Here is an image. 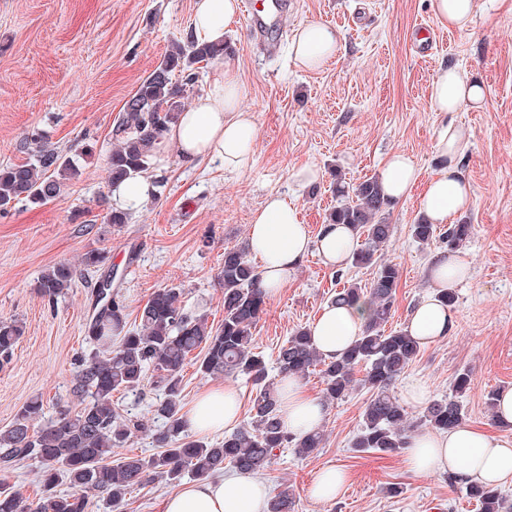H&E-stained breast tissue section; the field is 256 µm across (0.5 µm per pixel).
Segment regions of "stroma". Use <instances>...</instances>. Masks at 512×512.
Here are the masks:
<instances>
[{
	"label": "stroma",
	"mask_w": 512,
	"mask_h": 512,
	"mask_svg": "<svg viewBox=\"0 0 512 512\" xmlns=\"http://www.w3.org/2000/svg\"><path fill=\"white\" fill-rule=\"evenodd\" d=\"M192 3L0 0V167L27 161L21 143L36 132L58 151L76 156L81 170L48 204L19 203L0 214V321L23 327L10 362L0 366V429L34 396H42L47 420L61 407H80L71 394L74 362L92 350L84 326L98 275L77 276L67 294L51 302L36 290L47 267L63 261L77 266L88 251H104L117 270L113 285L125 300L129 324H136L155 290L175 286L188 310L220 325L224 250L245 243L252 215L269 194L293 201L311 234H318L336 204L337 180L352 185L375 176L396 151L407 153L423 176H430L437 168V135L451 122L472 134L460 170L472 186L473 201L459 217L474 227L459 252L471 274L456 290L453 329L421 349L393 393L416 419L427 402L448 396L457 372L469 370L465 422L497 432L488 394L512 386V0H477L472 26L442 31L426 58L415 41L420 25L435 22L429 0H285L288 31L270 29L277 42L273 49L253 40L246 20H238L228 43L248 87L243 105L257 118L252 164L230 172L217 160L188 166L168 156L150 170L161 184L158 197L134 209L127 224H108L113 200L106 159L118 118L171 46L186 43ZM311 22L338 29L341 48L324 69L303 72L290 57V43L293 31ZM450 65L484 84L481 109L435 111L430 85ZM86 143L92 144V155H81ZM304 166L318 172L317 182L306 188L294 180ZM418 217L412 196L387 212L394 233L383 257L400 275L392 330L404 327L426 295L425 269L444 249L438 242L413 241L410 226ZM374 273L371 266L336 271L310 253L288 286L269 298L253 330L269 374H276V355L288 336L310 326L337 289L368 284ZM198 359L191 354L183 369V404L230 382L241 391L240 421L250 422L252 382L240 375L203 376ZM412 382L424 386L423 402L407 400ZM157 396L149 384L136 393L114 394L119 412L145 425L115 457L156 455L151 434L163 425L151 413ZM368 397L358 385L344 400L329 403L325 439L313 454L279 450L259 474L269 496L289 492L295 512H478L463 482L439 473L413 474L401 452L385 456L352 448ZM329 464L342 466L349 483L334 503L319 504L309 488ZM394 487L400 495H391Z\"/></svg>",
	"instance_id": "35a3bbf8"
}]
</instances>
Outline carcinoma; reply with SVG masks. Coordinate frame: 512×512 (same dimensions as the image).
I'll use <instances>...</instances> for the list:
<instances>
[{
    "label": "carcinoma",
    "instance_id": "carcinoma-1",
    "mask_svg": "<svg viewBox=\"0 0 512 512\" xmlns=\"http://www.w3.org/2000/svg\"><path fill=\"white\" fill-rule=\"evenodd\" d=\"M226 50L225 45L193 40L179 43L141 81L124 106L115 129L117 145L106 159L111 186L135 179L150 168L154 146L185 108L195 66L224 57ZM26 144L34 146L33 160L0 167V214L21 201L43 206L59 197L67 183L80 175L74 160L43 142L39 134H31ZM336 196L338 204L326 223L351 227L361 239L352 252L351 265L374 264L377 271L367 286L344 287L331 303L352 305L363 300L369 312L354 342L336 358L323 357L309 329L294 331L278 349V375L304 377L317 368L325 384L324 397L335 402L353 390L355 369L365 367L362 384L370 396L352 447L359 452L391 455L404 448L409 433L422 427L445 433L463 424L459 398L470 389L472 378L468 370L456 373L451 396L431 402L418 421L409 422L392 386L418 357L420 345L402 329L385 330L399 285L396 265L380 258L393 232L386 217L391 200L384 196L376 177L352 187L338 182ZM472 231L473 225L462 223L450 224L439 233L436 225L423 218L411 225L416 242L427 245L438 240L450 251L460 250ZM75 277V268L58 262L41 274L36 288L53 301L72 287ZM220 279L224 320L216 328L208 325L205 316H195L185 308L181 289L164 287L155 290L144 304L135 330L128 327L123 300L108 293L110 283L96 289L94 312L85 325V338L93 352L77 360L72 386L81 408L74 412L61 409L54 419L34 430L33 422L43 413V400L36 396L21 407L7 429L0 431V468L38 460L43 490L34 504L16 492L0 489V512H88L90 492L106 496L109 504L118 508L131 489L156 479L170 484L187 477L204 480L228 465L242 474H257L269 466L280 448L308 456L321 446V430L292 435L280 420L277 383L268 380L263 356L253 344L252 329L265 310L268 296L260 271L244 248L224 249ZM21 336L19 324L0 322V365L10 361ZM199 348L204 350L198 367L201 374L244 375L256 385L250 424L215 444L192 439L181 417V372L189 354ZM149 370L163 391L154 414L165 425L152 434L161 452L148 458L125 456L114 464L112 449L123 447L141 423L122 416L112 397L139 390ZM62 481L71 485V493H56ZM466 490L481 512H505L506 500L498 488L469 484Z\"/></svg>",
    "mask_w": 512,
    "mask_h": 512
}]
</instances>
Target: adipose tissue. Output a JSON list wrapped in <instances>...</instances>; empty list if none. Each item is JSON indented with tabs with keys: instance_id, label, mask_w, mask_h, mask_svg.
I'll return each mask as SVG.
<instances>
[{
	"instance_id": "obj_1",
	"label": "adipose tissue",
	"mask_w": 512,
	"mask_h": 512,
	"mask_svg": "<svg viewBox=\"0 0 512 512\" xmlns=\"http://www.w3.org/2000/svg\"><path fill=\"white\" fill-rule=\"evenodd\" d=\"M238 13L239 0H193L188 36L202 44L223 43L233 32ZM339 47L334 28L311 23L294 34L293 60L301 70H319L335 58ZM206 82L205 90L165 132L155 155L163 159L172 153L187 164L218 160L231 171L247 169L258 126L254 113L243 106L247 88L238 58L225 56ZM484 100L483 84L455 66L444 68L430 87V101L439 112H453L464 105L478 108ZM470 139L469 130L445 125L435 143L437 169L426 179L406 153L388 155L379 173L385 194L393 200L416 195L418 209L430 223H453L472 202L471 185L460 171ZM355 245L351 230L344 225L328 224L318 236H311L297 206L278 194L269 195L254 212L247 235L250 254L262 261V282L270 296L288 285L310 247H317L326 265L341 268ZM468 272V265L455 253L442 252L431 259L425 272L430 292L413 309L406 325L419 344L433 343L451 331L454 314L438 296L456 290ZM365 317L360 305H326L310 327L320 352L328 358L339 356L358 336ZM240 410L239 390L228 383L203 391L187 410L185 421L204 435L233 428ZM326 414L325 405L309 396L299 379H283L280 415L288 432L299 435L317 429ZM406 448L408 468L416 474L445 473L467 484L490 486L512 481L511 436L463 425L443 434L412 433ZM266 502L263 481L238 475L182 485L166 497L162 508L163 512H265Z\"/></svg>"
}]
</instances>
